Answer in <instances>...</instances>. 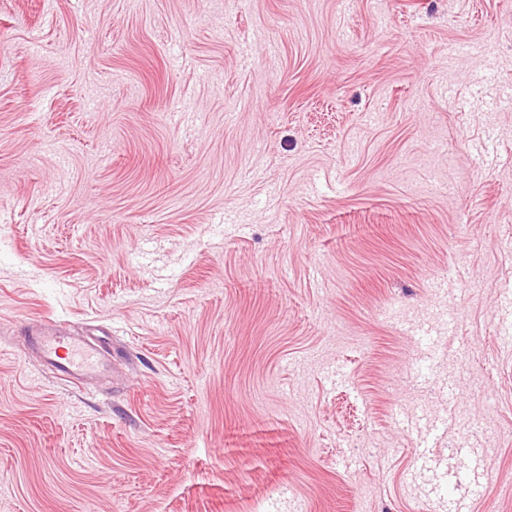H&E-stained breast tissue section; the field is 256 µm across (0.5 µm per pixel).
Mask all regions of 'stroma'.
I'll return each instance as SVG.
<instances>
[{"label": "stroma", "mask_w": 512, "mask_h": 512, "mask_svg": "<svg viewBox=\"0 0 512 512\" xmlns=\"http://www.w3.org/2000/svg\"><path fill=\"white\" fill-rule=\"evenodd\" d=\"M458 501L512 512V0H0V512ZM31 345L42 362L71 384H86L111 369V352L91 337L73 336L47 323L31 329Z\"/></svg>", "instance_id": "1"}]
</instances>
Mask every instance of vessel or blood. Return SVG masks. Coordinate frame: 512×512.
<instances>
[{
    "label": "vessel or blood",
    "instance_id": "1",
    "mask_svg": "<svg viewBox=\"0 0 512 512\" xmlns=\"http://www.w3.org/2000/svg\"><path fill=\"white\" fill-rule=\"evenodd\" d=\"M31 345L54 374L72 384H86L111 369L112 354L105 346L61 332L52 323L32 328Z\"/></svg>",
    "mask_w": 512,
    "mask_h": 512
}]
</instances>
